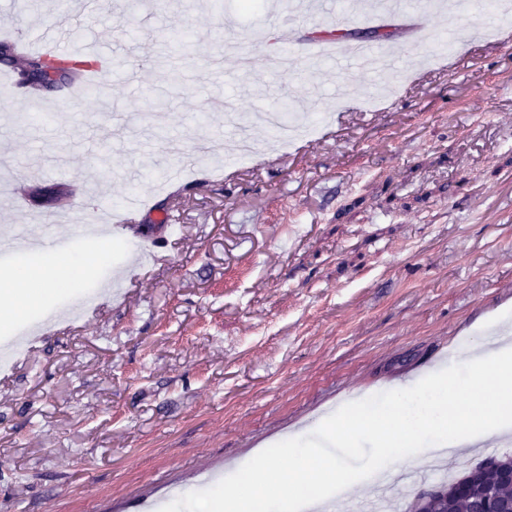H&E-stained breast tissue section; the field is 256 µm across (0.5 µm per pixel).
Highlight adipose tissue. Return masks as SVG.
<instances>
[{"label": "adipose tissue", "mask_w": 512, "mask_h": 512, "mask_svg": "<svg viewBox=\"0 0 512 512\" xmlns=\"http://www.w3.org/2000/svg\"><path fill=\"white\" fill-rule=\"evenodd\" d=\"M107 263L101 250L91 259L79 252L45 253L0 268V323L10 324L88 269ZM465 361L472 369L468 377L440 367L422 379L423 388L431 394L426 412L402 413L391 397L370 409L352 403L339 417H326L310 426L311 444H304L300 434L288 435L277 449L279 457L290 461L277 497L262 493L273 473L255 460L240 466L234 483L223 490L203 492L207 512H317L321 503L359 483L340 455L351 433L363 431L377 438L379 450L369 469L378 473L398 465H419L435 451H459L478 438L507 431L512 427V348L483 345L466 350ZM308 461L319 463L324 478L306 496L301 492L302 466Z\"/></svg>", "instance_id": "obj_1"}]
</instances>
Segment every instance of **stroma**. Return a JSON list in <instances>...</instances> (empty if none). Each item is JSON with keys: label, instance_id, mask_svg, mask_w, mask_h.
I'll use <instances>...</instances> for the list:
<instances>
[{"label": "stroma", "instance_id": "obj_1", "mask_svg": "<svg viewBox=\"0 0 512 512\" xmlns=\"http://www.w3.org/2000/svg\"><path fill=\"white\" fill-rule=\"evenodd\" d=\"M107 0L72 20L77 37L116 58H147L143 90L126 74L36 96L26 124L0 120V160L27 192L56 185L68 208L108 156L96 202L121 213L145 197L135 228L113 232L120 294L90 277L61 289L0 341L41 327L25 361L0 359V512H199L211 471L232 481L267 442L300 431L343 401L386 395L436 368L467 372L462 353L488 317L512 309V56L486 30L481 61L464 73L398 93L380 112L367 76L343 73L313 46L288 72L266 55L317 28L359 33L377 17L323 0ZM276 10L253 66L208 69L213 26L242 37ZM56 0H0V35L38 40ZM183 46L180 85L159 62ZM288 95L310 136L284 151L254 123L249 155L226 158V112L254 116ZM187 144L209 140L183 182H164L174 157L154 135L151 109ZM162 261L129 266L142 235Z\"/></svg>", "mask_w": 512, "mask_h": 512}]
</instances>
